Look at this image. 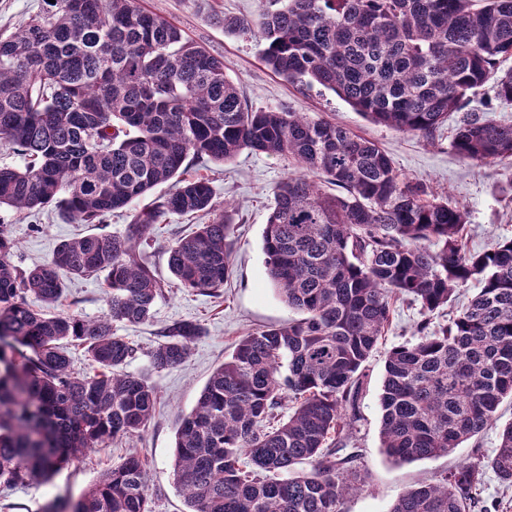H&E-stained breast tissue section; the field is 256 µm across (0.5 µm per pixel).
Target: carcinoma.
<instances>
[{
	"label": "carcinoma",
	"mask_w": 512,
	"mask_h": 512,
	"mask_svg": "<svg viewBox=\"0 0 512 512\" xmlns=\"http://www.w3.org/2000/svg\"><path fill=\"white\" fill-rule=\"evenodd\" d=\"M257 32L262 61L285 81L316 83L374 123L428 137L512 57V0H283ZM496 97L512 103V71ZM0 139L25 161L0 166V208L54 204L94 224L173 183L125 234L65 241L29 270L14 264L0 225V484L39 487L150 423L157 391L125 371L137 348L112 331L114 321H147L163 294L136 247L169 216H211L167 251L179 285L203 293L224 286L233 252L235 212L216 211L209 179L183 177L190 156L224 163L249 149L299 163L273 190L263 253L300 318L242 337L182 419L173 472L186 512H343L358 478L345 439L363 367L397 298L433 313L456 287L479 283L446 324L426 318L415 341L388 351L380 434L393 463L452 452L496 425L512 398V239L470 252L463 206L411 183L348 128L250 108L222 60L138 0H55L0 36ZM452 147L482 164L512 157V124L470 116ZM97 273L108 315L47 312L64 276ZM200 336L196 322L168 326L152 367L183 365ZM73 343L98 371L72 369ZM488 469L512 486V422L493 456L402 492L389 512H472ZM42 512H154L147 465L130 456Z\"/></svg>",
	"instance_id": "1"
}]
</instances>
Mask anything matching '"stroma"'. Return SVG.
<instances>
[{"label": "stroma", "instance_id": "35a3bbf8", "mask_svg": "<svg viewBox=\"0 0 512 512\" xmlns=\"http://www.w3.org/2000/svg\"><path fill=\"white\" fill-rule=\"evenodd\" d=\"M140 3L222 59L226 76L240 87L252 108L285 106L293 112L347 126L387 151L396 169L407 179L423 185L435 196L465 206L468 250L482 252L512 239V157L490 165L480 164L463 159L451 146L455 125L462 115L512 124V103L496 98L493 82H486L471 93L463 111L453 113L432 136L402 133L364 119L320 85L288 84L262 62L263 45L257 36L225 32V20L256 22L261 12L277 9L278 0H140ZM297 169L293 160L247 150L223 165L189 161L188 175L209 176L217 204L236 210L239 220L229 276L223 287L213 293L178 287L167 266L168 247L178 237L193 232L200 222L199 216L168 217L156 226L151 243L139 248L143 260L165 282V293L156 300L149 321L134 325L116 321L112 328L138 348L128 372L144 375L157 390L158 400L150 423L134 437L114 440L105 448L87 453L78 468L59 470L44 486L0 485V512H41L44 503L54 496H79L101 472L119 465L132 454L140 455L147 462L148 493L155 512H185L184 498L173 477L175 433L183 416L191 411L213 371L243 336L297 317L270 282L262 251L273 190ZM164 192L160 186L155 195ZM155 195L137 200L133 210L151 205ZM133 210L108 214L98 224H73L53 206L23 213L1 209L0 225L7 227L17 243L15 265L30 269L50 259L64 240L89 233H125ZM104 283L105 276L101 273L68 279L61 309L88 319L107 315L108 291ZM421 319L418 306L395 301L391 323L377 350L365 363L359 419L350 435L351 447L357 448L360 454L355 467L361 481L359 488L346 497L344 512H388L403 490L433 482L438 473L473 459L475 454L490 455L497 444L498 431L491 428L436 459L396 465L384 454L379 393L385 356L393 345L413 340ZM179 321L199 323L202 336L183 365L154 370L150 351L162 341L164 329Z\"/></svg>", "mask_w": 512, "mask_h": 512}]
</instances>
